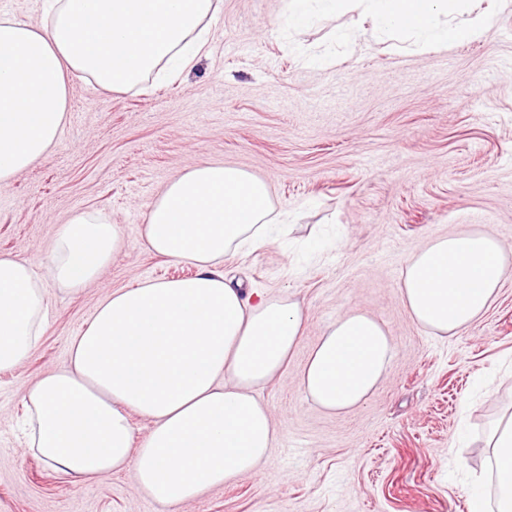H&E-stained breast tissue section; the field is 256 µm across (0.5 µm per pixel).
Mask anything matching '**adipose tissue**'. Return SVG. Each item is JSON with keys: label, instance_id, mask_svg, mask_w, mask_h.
<instances>
[{"label": "adipose tissue", "instance_id": "obj_1", "mask_svg": "<svg viewBox=\"0 0 512 512\" xmlns=\"http://www.w3.org/2000/svg\"><path fill=\"white\" fill-rule=\"evenodd\" d=\"M450 0H367L373 24L421 36L426 47L479 39L485 9L441 26ZM217 0H43V20L0 15V183L46 155L65 122L71 78L105 90L140 83L159 66L188 69L208 41L203 19ZM267 183L246 170L203 163L172 179L150 206L148 248L197 272L145 279L109 292L67 366L23 389L29 448L79 480L128 472L155 502L191 501L270 456L277 426L257 392L281 374L303 328L290 295L247 294L226 282V255L266 241L283 223ZM116 225L74 214L56 230L47 278L27 261L0 257V370L37 346L45 325V281L76 291L97 279L120 249ZM508 266L488 232L436 238L403 273L402 300L424 330L471 325L495 301ZM392 352L374 318L348 312L323 332L300 375L319 408L345 411L375 390ZM152 423L135 443L131 413ZM494 507L474 496L472 512H512V418L492 436Z\"/></svg>", "mask_w": 512, "mask_h": 512}]
</instances>
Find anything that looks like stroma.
Segmentation results:
<instances>
[{
    "mask_svg": "<svg viewBox=\"0 0 512 512\" xmlns=\"http://www.w3.org/2000/svg\"><path fill=\"white\" fill-rule=\"evenodd\" d=\"M206 25L204 54L173 81L108 92L74 80L55 147L0 184V255L37 274L73 214L106 215L123 240L81 291L48 284L38 345L0 372V512H470L471 494L495 495L486 440L512 413V276L448 335L417 325L401 287L410 256L441 235L489 232L512 261V8L478 41L436 49L373 29L356 4L296 29L281 0H223ZM307 49L329 63L305 64ZM202 163L267 181L288 213L268 244L225 256L224 275L293 295L304 325L260 392L279 428L269 459L167 507L128 473L78 483L28 452L20 390L68 364L108 292L194 274L150 251L142 230L165 185ZM348 311L381 322L393 349L368 399L335 414L298 378Z\"/></svg>",
    "mask_w": 512,
    "mask_h": 512,
    "instance_id": "stroma-1",
    "label": "stroma"
}]
</instances>
